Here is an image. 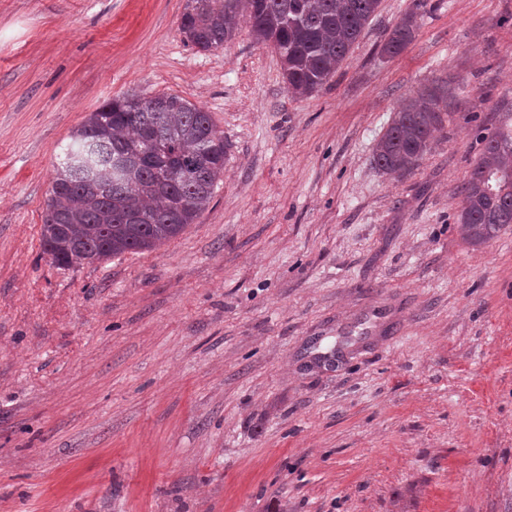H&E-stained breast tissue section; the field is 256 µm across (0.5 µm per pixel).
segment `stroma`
I'll return each instance as SVG.
<instances>
[{
	"label": "stroma",
	"mask_w": 512,
	"mask_h": 512,
	"mask_svg": "<svg viewBox=\"0 0 512 512\" xmlns=\"http://www.w3.org/2000/svg\"><path fill=\"white\" fill-rule=\"evenodd\" d=\"M429 2L381 0L297 97L249 24L186 44L184 0H0V512H512V225L475 247L457 224L512 129V0ZM443 81L418 166L379 170L394 112ZM158 93L224 134L208 208L53 264L72 130ZM415 26V13H411L392 29L383 50L390 55L400 53L412 41Z\"/></svg>",
	"instance_id": "obj_1"
}]
</instances>
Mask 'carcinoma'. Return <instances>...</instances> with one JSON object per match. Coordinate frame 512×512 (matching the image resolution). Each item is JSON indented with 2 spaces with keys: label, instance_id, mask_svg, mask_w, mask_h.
Here are the masks:
<instances>
[{
  "label": "carcinoma",
  "instance_id": "carcinoma-1",
  "mask_svg": "<svg viewBox=\"0 0 512 512\" xmlns=\"http://www.w3.org/2000/svg\"><path fill=\"white\" fill-rule=\"evenodd\" d=\"M381 0H186L184 40L224 47L245 20L259 43H274L288 90L318 91L346 61ZM415 14L392 29L384 51L412 41ZM451 89L433 86L395 113L374 161L413 170L443 124ZM224 177V135L210 113L174 94L114 98L89 114L55 170L43 224L44 253L58 266L155 249L195 223ZM458 224L473 245L512 224V132L486 142L462 191Z\"/></svg>",
  "mask_w": 512,
  "mask_h": 512
}]
</instances>
